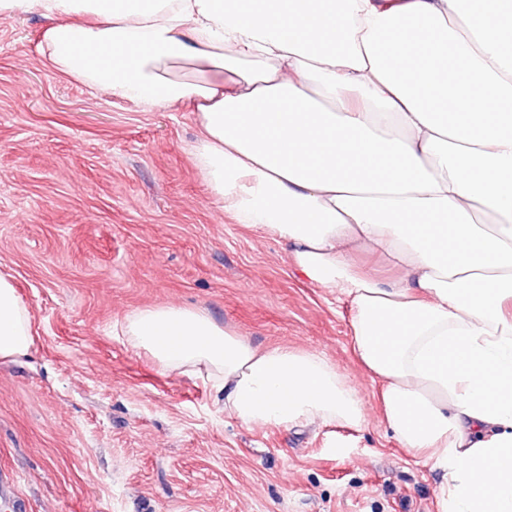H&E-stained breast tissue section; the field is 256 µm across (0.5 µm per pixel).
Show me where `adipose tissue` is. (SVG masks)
Instances as JSON below:
<instances>
[{
	"instance_id": "1",
	"label": "adipose tissue",
	"mask_w": 512,
	"mask_h": 512,
	"mask_svg": "<svg viewBox=\"0 0 512 512\" xmlns=\"http://www.w3.org/2000/svg\"><path fill=\"white\" fill-rule=\"evenodd\" d=\"M46 19L63 74L146 110L183 102L225 213L284 240L350 306L352 351L439 512H512V0H0ZM378 251L404 275L356 264ZM162 368L206 372L245 424L360 425L325 357L252 346L170 305L123 327ZM32 345L0 276V358Z\"/></svg>"
}]
</instances>
